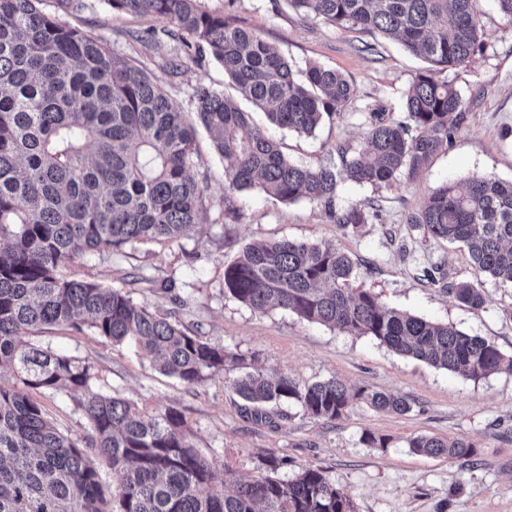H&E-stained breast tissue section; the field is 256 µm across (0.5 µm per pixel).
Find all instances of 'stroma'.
I'll return each mask as SVG.
<instances>
[{"label":"stroma","instance_id":"obj_1","mask_svg":"<svg viewBox=\"0 0 512 512\" xmlns=\"http://www.w3.org/2000/svg\"><path fill=\"white\" fill-rule=\"evenodd\" d=\"M79 10L59 12L56 0L42 7L136 59L175 99L187 118L195 116L197 85L229 90L224 69L213 60L184 59L178 74L164 67L173 44L162 40L143 48L135 31L161 30L159 17H136L112 9L109 0H81ZM202 10L223 13L258 29L290 61L305 71L318 63L353 83L355 94L333 120L305 136L267 124L264 114L241 101L255 124L279 140L290 161L315 167L330 161L337 143L358 145L373 112L405 116V93L423 61L398 42L380 41L364 51L363 35L297 12L287 0H200ZM484 48L468 62L446 71L463 101V119L447 148L416 180L397 178L375 188L342 180L337 201L348 206L373 203L378 216L357 230H341L324 209L306 200L285 204L262 191L236 193L237 216L225 218L224 163L205 130H198L191 176L206 191L198 224L181 238L139 241L99 257L84 256L64 275L115 288H128L151 308L174 312L185 327L208 342L242 355L248 367L285 373L303 386L332 378L348 386L405 397L404 415L356 404L336 420L311 419L288 407L287 418L270 425L247 416L231 388L239 367L190 388L156 368L135 343H112L91 330L52 328L36 336L42 347L94 364L95 385L105 394L133 401L154 414L177 409L199 450L233 477L263 472L275 456L281 478L305 467L322 469L344 490L355 512H512V372L479 380L394 353L368 336H349L275 310L262 313L224 293V267L255 239L310 240L336 245L357 265L355 287L380 296L387 305L493 341L512 356V286L486 281L487 302L473 310L453 295L427 284L422 271L445 265L457 283L478 277L468 248L436 240L405 218L434 188L490 174L512 181V23L495 0H481ZM384 438L385 447L363 443L365 433ZM465 438L476 446L475 461L430 457L409 446L420 436Z\"/></svg>","mask_w":512,"mask_h":512}]
</instances>
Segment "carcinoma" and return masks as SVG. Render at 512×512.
Wrapping results in <instances>:
<instances>
[{"label":"carcinoma","instance_id":"cac0c4a2","mask_svg":"<svg viewBox=\"0 0 512 512\" xmlns=\"http://www.w3.org/2000/svg\"><path fill=\"white\" fill-rule=\"evenodd\" d=\"M42 0H0V512H354L350 497L323 471L304 468L284 480L269 471L234 478L216 493V465L193 442L179 411L147 414L100 392L94 365L32 342L51 327L88 328L115 344L133 340L159 370L187 386L242 357L134 300L123 288L68 279L63 267L141 240L173 241L198 223L205 187L189 174L196 131L180 105L134 60L41 9ZM136 16H159L176 41L170 69L185 56L212 57L233 85L275 126L311 135L354 96L348 78L313 64L298 81L286 57L255 28L204 11L197 0H109ZM480 0H288L327 24L395 38L429 66L413 77L407 120L374 116L359 147L340 143L346 179L382 188L418 178L459 126L462 98L439 74L480 47ZM195 112L224 161V212L233 195L260 187L283 202L308 200L341 229L377 217L371 206L336 203L334 165L315 168L285 157L237 101L210 86L194 92ZM406 223L434 239L469 248L479 272L512 284V181L471 177L445 183ZM441 263L423 279L479 310L484 282L447 283ZM354 262L313 241L246 245L224 267V293L261 312L286 310L352 336H370L398 355L467 379L512 372L494 342L455 326L387 306L353 286ZM256 419L296 406L302 417L336 420L357 401L406 414L407 399L334 378L302 387L259 369L233 381ZM72 393L88 428L58 427L43 398ZM409 447L470 458L473 443L418 436ZM112 471L107 490L101 466Z\"/></svg>","mask_w":512,"mask_h":512}]
</instances>
